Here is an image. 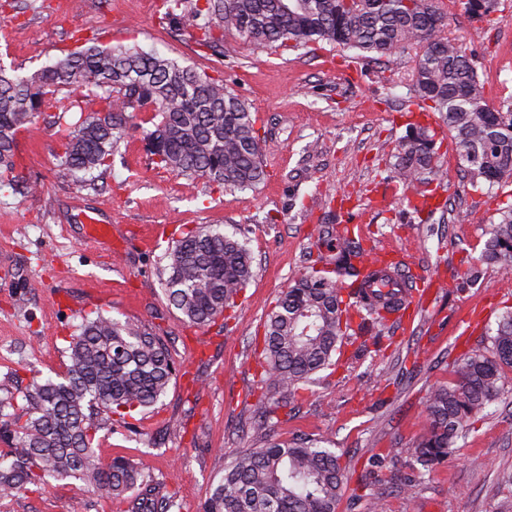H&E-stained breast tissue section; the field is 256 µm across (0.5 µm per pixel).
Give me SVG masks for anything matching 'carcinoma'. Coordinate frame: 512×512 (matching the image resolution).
Returning <instances> with one entry per match:
<instances>
[{
	"label": "carcinoma",
	"mask_w": 512,
	"mask_h": 512,
	"mask_svg": "<svg viewBox=\"0 0 512 512\" xmlns=\"http://www.w3.org/2000/svg\"><path fill=\"white\" fill-rule=\"evenodd\" d=\"M496 0H467L468 9L493 21ZM178 24L202 31L201 44L217 50L224 33L255 49H317L339 45L361 58L415 50L410 104L436 112L448 128L472 184L492 190L512 181V97L495 108L478 80L475 57L442 36L445 17L435 0H205ZM87 93L67 106L63 89ZM76 108L80 117L59 124V162L93 175L133 126V113L149 112L138 126L150 164L204 181L219 191L256 188L264 177L263 136L250 104L220 78L156 52L96 43L28 75L0 65V189L34 190L14 161L17 136L39 114ZM440 145L416 125L400 140L388 178L409 185L432 171ZM317 257L282 290L266 315L261 371L255 390L256 448L238 450L203 503L201 512H336L352 473L329 448L331 441L269 438L270 422L316 380L336 368L345 341L379 350L390 316L404 309L417 282L410 270L378 258L355 237L353 225L322 226ZM160 269L167 306L189 326H219L229 334L238 300L256 275L248 243L210 224H198L169 246ZM480 263L512 269V204L489 224ZM491 346L454 362V377L428 391L426 424L415 448L410 490L431 474L465 437L468 422L497 401L512 371V311L501 315ZM65 371L31 378L23 403L0 390V500L41 490L50 481L128 501V512H181L176 493H161L129 460L101 462L98 431L112 416L126 422L146 414L165 395L178 369L167 340L146 325L104 314L82 316L65 348Z\"/></svg>",
	"instance_id": "cac0c4a2"
}]
</instances>
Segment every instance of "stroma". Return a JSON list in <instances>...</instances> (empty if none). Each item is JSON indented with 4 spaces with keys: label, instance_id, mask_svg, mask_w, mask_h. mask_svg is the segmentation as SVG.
<instances>
[{
    "label": "stroma",
    "instance_id": "stroma-1",
    "mask_svg": "<svg viewBox=\"0 0 512 512\" xmlns=\"http://www.w3.org/2000/svg\"><path fill=\"white\" fill-rule=\"evenodd\" d=\"M160 0H0V64L29 74L74 50L80 41L135 45L212 76H223L259 116L263 165L257 189L209 194L200 180L154 169L140 134L121 143L112 165L84 186L57 158V114H42L18 136L20 174L37 185L21 196L0 191V383L22 395L33 375L63 372L65 338L81 313L138 319L167 339L179 368L175 383L129 432L115 422L98 432L102 461L126 457L165 480L182 504L199 512L234 450L256 447L251 389L259 371L254 340L275 297L311 263L321 225L351 213L365 247L406 264L423 291L415 319L395 327L385 350L355 358L346 346L336 369L271 421L273 438L309 435L333 441L341 462L364 475L372 455L386 454L383 480L346 492L336 512H368L382 497L389 512H512V373L505 392L430 477L402 492L420 439L425 395L451 377L452 364L478 347L512 310V273L485 267L474 287L446 284L476 263L499 207L512 203V182L488 194L472 186L448 130L437 115L404 106L413 91V52L360 59L351 77L345 51L254 50L225 34L222 53L201 46L192 31L158 18ZM447 32L477 58L491 104L512 95V0H501L494 23L463 0H439ZM442 139L428 184L405 187L381 172L407 132L408 120ZM424 196L419 210L407 199ZM112 227L87 241L84 221ZM166 225L154 241V225ZM214 224L247 241L257 274L229 326L187 327L167 308L158 270L173 239ZM23 307H15L17 296ZM484 319L472 331L471 311ZM55 481L44 490L0 503V512H126Z\"/></svg>",
    "mask_w": 512,
    "mask_h": 512
}]
</instances>
